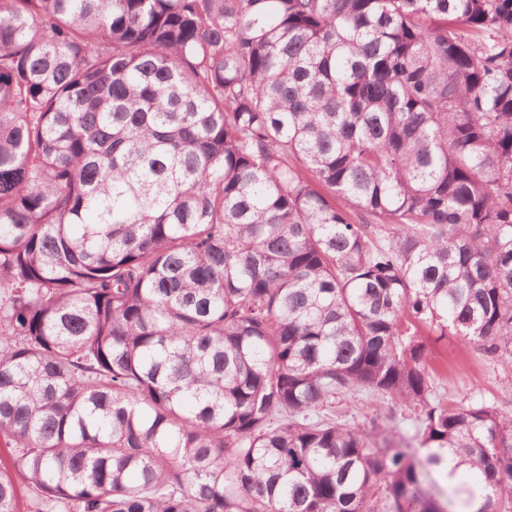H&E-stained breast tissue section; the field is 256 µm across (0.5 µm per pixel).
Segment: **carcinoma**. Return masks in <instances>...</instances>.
Here are the masks:
<instances>
[{"label":"carcinoma","instance_id":"cac0c4a2","mask_svg":"<svg viewBox=\"0 0 512 512\" xmlns=\"http://www.w3.org/2000/svg\"><path fill=\"white\" fill-rule=\"evenodd\" d=\"M424 331L512 366V0H0V512H512ZM336 416L364 433L371 432L376 426L390 423L396 427L397 440L421 455L420 438H415L414 423L405 418L402 408L397 405L362 395L347 397L336 401Z\"/></svg>","mask_w":512,"mask_h":512}]
</instances>
